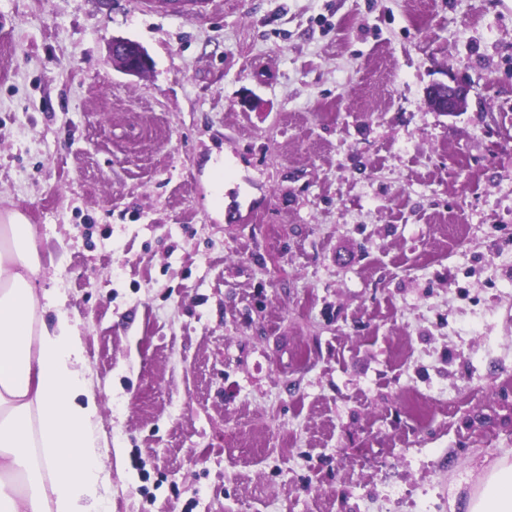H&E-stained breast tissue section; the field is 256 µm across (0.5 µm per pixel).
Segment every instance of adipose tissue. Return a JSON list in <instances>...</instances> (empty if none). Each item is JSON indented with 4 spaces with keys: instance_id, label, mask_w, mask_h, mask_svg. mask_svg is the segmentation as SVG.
Masks as SVG:
<instances>
[{
    "instance_id": "adipose-tissue-1",
    "label": "adipose tissue",
    "mask_w": 512,
    "mask_h": 512,
    "mask_svg": "<svg viewBox=\"0 0 512 512\" xmlns=\"http://www.w3.org/2000/svg\"><path fill=\"white\" fill-rule=\"evenodd\" d=\"M41 271L33 224L0 214V512H105L84 342L65 296L37 287ZM462 500L465 512H512V458L481 467Z\"/></svg>"
}]
</instances>
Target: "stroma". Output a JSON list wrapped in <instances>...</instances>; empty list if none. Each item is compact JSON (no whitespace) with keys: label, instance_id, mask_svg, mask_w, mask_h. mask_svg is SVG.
<instances>
[{"label":"stroma","instance_id":"stroma-1","mask_svg":"<svg viewBox=\"0 0 512 512\" xmlns=\"http://www.w3.org/2000/svg\"><path fill=\"white\" fill-rule=\"evenodd\" d=\"M9 210L109 512H451L512 456V0H0ZM175 1V2H169ZM149 10H179L201 11L207 4L206 0H144L142 2ZM112 65L127 75L143 76L153 66L152 58L138 43L124 38L112 40ZM468 94L469 88L465 85L435 83L429 88L427 98L433 110L453 114L464 111Z\"/></svg>","mask_w":512,"mask_h":512}]
</instances>
